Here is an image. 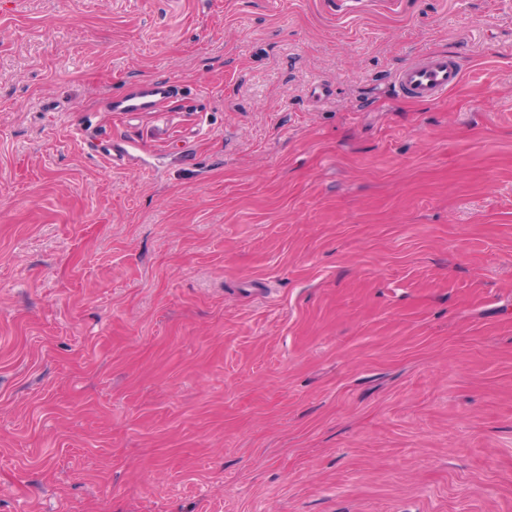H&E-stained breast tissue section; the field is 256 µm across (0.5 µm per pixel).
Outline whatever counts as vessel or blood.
Here are the masks:
<instances>
[{
	"label": "vessel or blood",
	"instance_id": "obj_1",
	"mask_svg": "<svg viewBox=\"0 0 512 512\" xmlns=\"http://www.w3.org/2000/svg\"><path fill=\"white\" fill-rule=\"evenodd\" d=\"M464 78L458 57L439 52H425L413 57L393 74L397 96L417 102H437ZM170 82H146L138 89L112 98L106 105L110 112L143 113L161 111L173 98Z\"/></svg>",
	"mask_w": 512,
	"mask_h": 512
}]
</instances>
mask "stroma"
<instances>
[{"label":"stroma","instance_id":"1","mask_svg":"<svg viewBox=\"0 0 512 512\" xmlns=\"http://www.w3.org/2000/svg\"><path fill=\"white\" fill-rule=\"evenodd\" d=\"M0 512H512V0H0ZM464 78V67L456 56L447 53H421L393 74L397 96L417 102H437ZM174 84L171 82H144L138 89L107 102L108 112H160L171 102Z\"/></svg>","mask_w":512,"mask_h":512}]
</instances>
